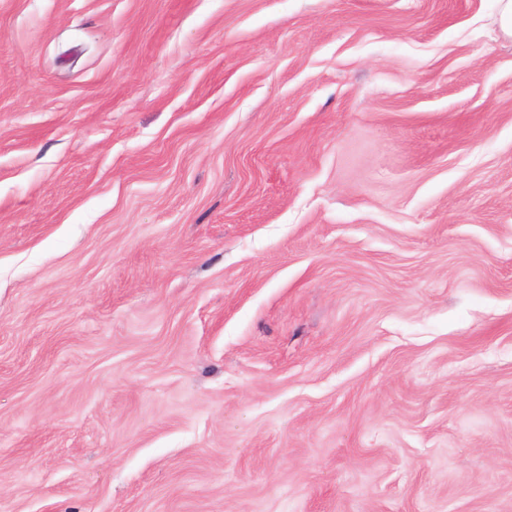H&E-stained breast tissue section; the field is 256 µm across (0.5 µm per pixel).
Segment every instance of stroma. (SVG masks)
Instances as JSON below:
<instances>
[{
  "label": "stroma",
  "instance_id": "1",
  "mask_svg": "<svg viewBox=\"0 0 512 512\" xmlns=\"http://www.w3.org/2000/svg\"><path fill=\"white\" fill-rule=\"evenodd\" d=\"M496 0H0V512H512Z\"/></svg>",
  "mask_w": 512,
  "mask_h": 512
}]
</instances>
